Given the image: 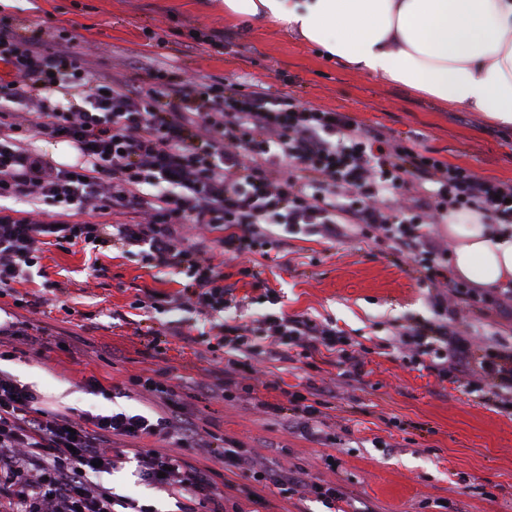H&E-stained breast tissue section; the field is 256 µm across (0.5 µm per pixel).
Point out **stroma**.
<instances>
[{
    "mask_svg": "<svg viewBox=\"0 0 512 512\" xmlns=\"http://www.w3.org/2000/svg\"><path fill=\"white\" fill-rule=\"evenodd\" d=\"M51 39L65 28L94 77L118 78L147 86L156 68L182 70L224 83L251 78L275 93H293L311 105L352 113L366 125L419 142L438 159L480 175L512 181V128L478 112L440 107L404 87L344 68L315 55L296 38L272 26L246 30L226 21L222 0H0V27ZM201 27L223 35L220 47L191 46L187 31ZM156 34L146 40L145 30ZM100 261L105 276L88 267ZM262 280L274 288L282 309L336 323L367 349L362 382L340 377L324 363L309 372L281 363L278 377L294 387L308 377L328 389L323 437L313 440L288 430L284 417L259 412L252 400L227 403L195 393L188 411L201 430L243 443L255 456L323 483L336 485L355 507L369 512H512V415L480 402L452 381L408 366L391 348L399 331L432 318L434 289L421 287L408 259L366 239L327 242L318 236H288L280 257L251 258ZM62 288L65 308L42 314L0 295V319L39 321L46 345L25 349L0 362L14 380L40 373L38 392L47 408L76 407L94 414L111 411L153 414L163 402L148 393L126 398L109 394L130 376L166 370L178 390L204 380L217 361L170 339L159 359L146 357V337L136 325L187 322L188 313L168 304L149 312L133 309L139 290L171 294L178 275L145 267L137 253L110 256L73 247L46 246L40 261ZM242 260L227 261L224 282L237 296H250L243 320L272 312L260 300L252 278L240 275ZM96 377L101 390H86ZM68 384L59 393V384ZM398 426H391L390 418ZM118 492L142 498L158 512H178L176 501L136 475L135 460L119 471ZM215 482L241 512H320L313 498L282 495L251 483L240 472L222 471ZM251 488L244 497L243 488Z\"/></svg>",
    "mask_w": 512,
    "mask_h": 512,
    "instance_id": "35a3bbf8",
    "label": "stroma"
}]
</instances>
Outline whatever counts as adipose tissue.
<instances>
[{"label": "adipose tissue", "mask_w": 512, "mask_h": 512, "mask_svg": "<svg viewBox=\"0 0 512 512\" xmlns=\"http://www.w3.org/2000/svg\"><path fill=\"white\" fill-rule=\"evenodd\" d=\"M246 29L274 24L347 67L512 128V0H224ZM456 278L512 282V225L450 215Z\"/></svg>", "instance_id": "obj_1"}]
</instances>
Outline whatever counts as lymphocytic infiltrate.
<instances>
[{
	"mask_svg": "<svg viewBox=\"0 0 512 512\" xmlns=\"http://www.w3.org/2000/svg\"><path fill=\"white\" fill-rule=\"evenodd\" d=\"M0 199L30 205L27 216L0 212V291L27 281L44 245L62 250L83 244L138 248L147 267L184 279L168 296L174 308L212 316L206 330L175 328L174 336L224 366L197 382L199 391L233 402L258 389L283 391L285 404L306 431L323 424L322 391L314 381L286 391L267 378L263 364L290 360L316 368L328 359L341 376L360 379L363 346L328 320L267 313L250 326L218 322L217 314L243 304L224 283V257L270 255L280 231L315 227L326 239L359 237L390 243L406 255L420 283L437 289L432 320L401 332L413 368L454 379L512 414V344L495 324L460 331L450 321L459 309H508L512 287L470 288L456 280L448 248L435 225L449 214L472 212L493 224H512V182L483 177L443 162L431 152L365 126L347 112L325 110L288 94L270 98L262 85L187 81L159 70L151 87L123 89L94 78L73 40H11L0 31ZM30 133L72 144L80 160L57 167L23 146ZM419 191L412 205L392 203L405 183ZM134 210L141 222L96 224L92 217ZM218 231L211 244L187 242L183 228ZM146 391L162 398V414L78 409L56 413L39 396L0 374V512H116L119 498L100 474L133 456L142 480L181 501L180 512H225L214 482L217 468H233L263 487L318 500L336 512V486L269 466L242 444L204 436L187 402L159 375H133L113 394ZM146 439L168 451L143 447ZM212 448L216 468L191 456Z\"/></svg>",
	"mask_w": 512,
	"mask_h": 512,
	"instance_id": "1",
	"label": "lymphocytic infiltrate"
}]
</instances>
